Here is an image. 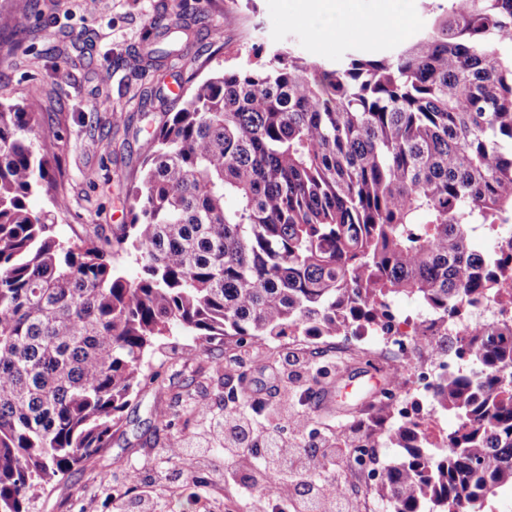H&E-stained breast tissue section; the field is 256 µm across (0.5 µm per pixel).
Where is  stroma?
<instances>
[{"label": "stroma", "instance_id": "35a3bbf8", "mask_svg": "<svg viewBox=\"0 0 512 512\" xmlns=\"http://www.w3.org/2000/svg\"><path fill=\"white\" fill-rule=\"evenodd\" d=\"M199 8L192 16L182 0H97L91 11L83 0H0V9L15 17L13 27L0 30V98L21 100L36 86L42 91L39 146L51 161L55 190L69 200L53 227L57 236L111 245L129 220L118 188L139 176L151 134L176 111L178 85L189 76L233 66L257 45L285 44L333 63L350 52L383 55L401 41L397 33L325 38L299 17L298 0H201ZM159 19L174 25L175 53L140 69L146 32ZM330 343L327 337L258 343L235 336L207 343L183 333L163 338L144 363L145 374L159 375V383L141 384L107 452L47 488L32 512H84L90 500L96 512H119L114 490L147 499L148 512H252L245 488L261 475L253 463L217 451L207 463H173L168 441L200 439L203 422L176 417L166 429L157 419L174 413L179 395L217 411L227 405L246 411L257 399L274 404L288 394L312 419L301 441L314 433L342 436L375 399L368 380L377 370L362 359L349 363L322 354ZM247 351L246 371L225 376L223 364ZM287 351L305 356L316 370L308 391L289 393L278 364ZM106 474L114 476L113 486L101 485Z\"/></svg>", "mask_w": 512, "mask_h": 512}]
</instances>
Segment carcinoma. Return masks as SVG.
Wrapping results in <instances>:
<instances>
[{"mask_svg": "<svg viewBox=\"0 0 512 512\" xmlns=\"http://www.w3.org/2000/svg\"><path fill=\"white\" fill-rule=\"evenodd\" d=\"M383 56L310 62L294 48L187 87L154 130L112 251L53 232L68 199L37 149L40 94L0 100V512L110 446L153 346L354 335L391 302L432 315L434 413L378 409L328 448L401 450L386 512H483L512 492V0H448ZM171 26L152 23L148 62ZM493 235L470 248L472 225ZM141 268L129 280L114 257ZM498 301L500 318L470 321Z\"/></svg>", "mask_w": 512, "mask_h": 512, "instance_id": "obj_1", "label": "carcinoma"}]
</instances>
